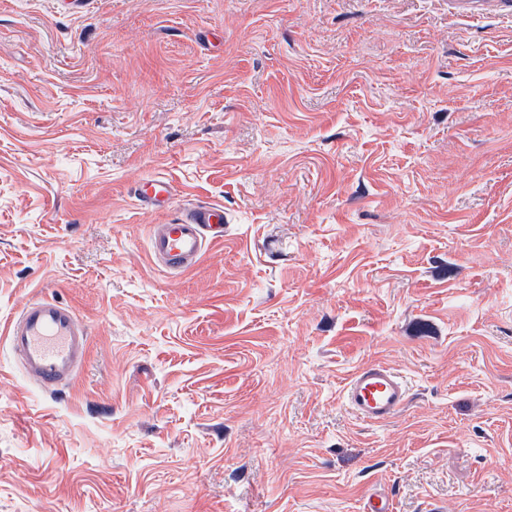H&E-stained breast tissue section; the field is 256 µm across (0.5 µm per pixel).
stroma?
I'll return each mask as SVG.
<instances>
[{
  "label": "stroma",
  "mask_w": 512,
  "mask_h": 512,
  "mask_svg": "<svg viewBox=\"0 0 512 512\" xmlns=\"http://www.w3.org/2000/svg\"><path fill=\"white\" fill-rule=\"evenodd\" d=\"M156 176L227 217L177 276ZM39 297L89 352L0 341V512H512V0H0V325ZM139 206L148 211L169 208L174 202L171 182L164 177H153L140 182L134 189ZM88 335L73 309L44 297L25 303L5 333L27 376L52 391L76 376L86 357ZM410 389L394 369L368 364L347 381L343 399L351 413L366 423L385 422L398 414L408 402Z\"/></svg>",
  "instance_id": "35a3bbf8"
}]
</instances>
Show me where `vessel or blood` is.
I'll use <instances>...</instances> for the list:
<instances>
[{
  "label": "vessel or blood",
  "instance_id": "vessel-or-blood-1",
  "mask_svg": "<svg viewBox=\"0 0 512 512\" xmlns=\"http://www.w3.org/2000/svg\"><path fill=\"white\" fill-rule=\"evenodd\" d=\"M134 196L148 211L174 202L171 182L153 177L140 182ZM224 236V207L197 205L169 224H154L149 247L154 261L172 275L193 269L210 243ZM6 341L27 376L46 390H58L76 376L88 349V330L69 306L49 298L28 301L6 328ZM410 389L394 369L368 364L347 381L343 399L351 413L366 423L385 422L406 405Z\"/></svg>",
  "mask_w": 512,
  "mask_h": 512
}]
</instances>
